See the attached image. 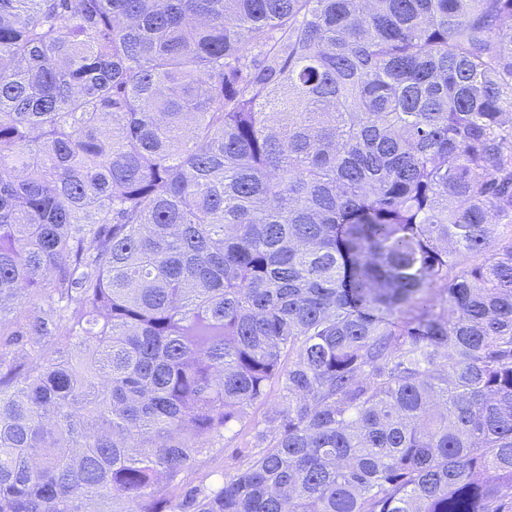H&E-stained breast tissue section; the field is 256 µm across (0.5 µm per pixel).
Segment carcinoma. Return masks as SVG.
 Wrapping results in <instances>:
<instances>
[{
	"label": "carcinoma",
	"instance_id": "1",
	"mask_svg": "<svg viewBox=\"0 0 512 512\" xmlns=\"http://www.w3.org/2000/svg\"><path fill=\"white\" fill-rule=\"evenodd\" d=\"M2 336L0 512H512V0H0ZM250 427L247 421L235 424L233 430L225 434L224 450L199 456L195 464L183 475L184 489H207L221 483L224 475H232L242 468L252 448Z\"/></svg>",
	"mask_w": 512,
	"mask_h": 512
}]
</instances>
